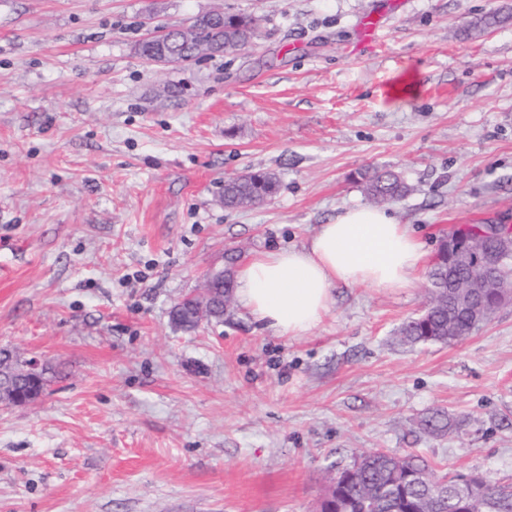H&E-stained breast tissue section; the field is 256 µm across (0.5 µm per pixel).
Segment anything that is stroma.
Returning <instances> with one entry per match:
<instances>
[{
  "instance_id": "obj_1",
  "label": "stroma",
  "mask_w": 512,
  "mask_h": 512,
  "mask_svg": "<svg viewBox=\"0 0 512 512\" xmlns=\"http://www.w3.org/2000/svg\"><path fill=\"white\" fill-rule=\"evenodd\" d=\"M213 10L261 15L260 36L140 55ZM373 169L409 186L387 208L427 255L450 225H512V0H0V349L54 372L0 404V512H321L369 450L512 482L510 303L415 347L395 330L423 276L337 285L296 338L236 299L171 321L211 271L369 205ZM256 170L278 192L225 208ZM440 408L452 431L424 433ZM194 304L195 302L192 299L186 297L174 305L171 311V319L180 329H194Z\"/></svg>"
}]
</instances>
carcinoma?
Instances as JSON below:
<instances>
[{
  "instance_id": "obj_1",
  "label": "carcinoma",
  "mask_w": 512,
  "mask_h": 512,
  "mask_svg": "<svg viewBox=\"0 0 512 512\" xmlns=\"http://www.w3.org/2000/svg\"><path fill=\"white\" fill-rule=\"evenodd\" d=\"M255 36L253 19L236 15L213 22L190 24L181 32H172L169 43L161 49L150 41L140 45L141 55L151 60L161 51L179 56L190 63L197 59V48L207 45L211 54L238 50ZM279 188L271 172H248L224 181V207L237 209L260 203L273 196ZM365 190L375 202L395 201L405 196L409 187L402 178L388 170H375L366 177ZM484 251L477 250L448 275L449 256L437 252L428 271L431 301L419 315L405 320L397 330L399 340L407 345L451 343L458 341L480 325L461 302L455 313L448 314V299L457 294L456 281L466 282L483 263ZM224 283L213 285L214 308L211 320H224L231 297ZM172 322L183 330H192L194 301L188 297L176 303L171 311ZM9 361L15 371L12 385L21 394L29 391V382L23 378V362L12 359V354L0 350V361ZM423 428L432 434L451 430L448 414L436 411L423 420ZM460 481L458 477H436L429 464L414 454L397 457L386 452L373 451L360 455L349 468L336 474L323 512H512V485L500 484L484 475L472 479L474 487L467 490L469 501L448 507V489Z\"/></svg>"
}]
</instances>
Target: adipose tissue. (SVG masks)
I'll return each mask as SVG.
<instances>
[{
    "mask_svg": "<svg viewBox=\"0 0 512 512\" xmlns=\"http://www.w3.org/2000/svg\"><path fill=\"white\" fill-rule=\"evenodd\" d=\"M426 253L413 231L383 208H348L308 244L255 254L237 274V296L279 335H305L322 320L336 284L412 287Z\"/></svg>",
    "mask_w": 512,
    "mask_h": 512,
    "instance_id": "adipose-tissue-1",
    "label": "adipose tissue"
}]
</instances>
